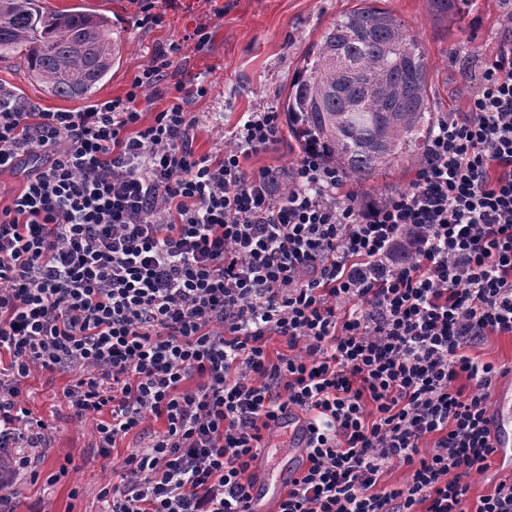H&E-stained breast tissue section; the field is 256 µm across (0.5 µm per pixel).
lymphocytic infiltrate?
<instances>
[{
  "mask_svg": "<svg viewBox=\"0 0 512 512\" xmlns=\"http://www.w3.org/2000/svg\"><path fill=\"white\" fill-rule=\"evenodd\" d=\"M171 62L81 112L0 86V172L36 162L0 209V482L38 479L54 427L23 384L58 371L101 453L165 424L100 512H248L251 463L292 412L308 466L279 512H466L501 372L471 352L512 335V35L433 126L412 188L367 205L315 147L284 175L244 168L281 140L272 108L219 155L192 149L204 87L145 120ZM394 463L407 477L382 490Z\"/></svg>",
  "mask_w": 512,
  "mask_h": 512,
  "instance_id": "obj_1",
  "label": "lymphocytic infiltrate"
}]
</instances>
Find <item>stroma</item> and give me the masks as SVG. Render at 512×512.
<instances>
[{
	"label": "stroma",
	"mask_w": 512,
	"mask_h": 512,
	"mask_svg": "<svg viewBox=\"0 0 512 512\" xmlns=\"http://www.w3.org/2000/svg\"><path fill=\"white\" fill-rule=\"evenodd\" d=\"M152 22H144L136 0H43L46 8L74 7L111 18L123 43L119 67L96 94L97 100L125 96L134 76L171 44L181 49L163 78L142 98L144 112L166 108L179 85H201L204 96L190 99L187 109L199 119L192 147L196 154H217L225 149L224 136L241 125L247 112L267 106L283 110L288 85L308 46L329 23L348 13L356 0H151ZM422 44L431 85L429 107L433 114L465 110L481 82L485 62L492 60L506 35L505 20L512 0H471L468 29L453 34L435 17L429 0H381ZM206 26L209 41L196 46L190 36ZM0 85L10 88L17 102L35 112L84 110V99L48 95L31 80L17 57L0 58ZM302 148L290 131H283L276 147L251 155L250 171L286 172ZM417 162L406 161L364 182L346 180L345 193L359 202H376L411 188ZM67 376L47 372L26 384L30 406L55 426L45 447L35 449L40 481L18 479L9 507L11 512H98L99 493L110 469L119 468L136 445L127 435L101 456L95 446V420L74 421L60 400ZM71 463L73 472L54 486L45 476Z\"/></svg>",
	"instance_id": "1"
}]
</instances>
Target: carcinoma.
Listing matches in <instances>:
<instances>
[{
	"mask_svg": "<svg viewBox=\"0 0 512 512\" xmlns=\"http://www.w3.org/2000/svg\"><path fill=\"white\" fill-rule=\"evenodd\" d=\"M359 5L325 28L303 56L285 101L288 129L356 182L422 159L431 127L424 52L392 13ZM469 0H431L463 30ZM107 18L45 10L40 0H0V57L21 55L50 95L94 96L121 56Z\"/></svg>",
	"mask_w": 512,
	"mask_h": 512,
	"instance_id": "obj_1",
	"label": "carcinoma"
}]
</instances>
